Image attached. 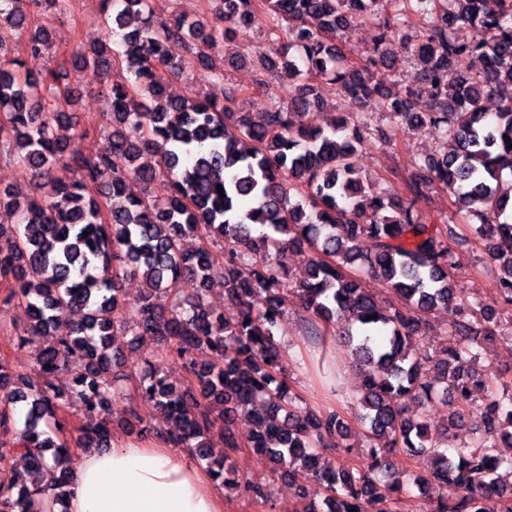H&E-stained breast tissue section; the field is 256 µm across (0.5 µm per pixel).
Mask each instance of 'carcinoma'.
Wrapping results in <instances>:
<instances>
[{"label": "carcinoma", "mask_w": 512, "mask_h": 512, "mask_svg": "<svg viewBox=\"0 0 512 512\" xmlns=\"http://www.w3.org/2000/svg\"><path fill=\"white\" fill-rule=\"evenodd\" d=\"M56 2L0 0V144L13 146L43 188L38 199L0 189V210L20 217L15 226L0 225V281L13 285L24 307L20 341L54 335L19 384L0 364V431H8L9 409L27 406L19 440L0 442V465L11 452L26 461L23 473L0 485V512H55L64 503L72 448L59 437L62 411L109 405L117 394L112 368L124 361L113 339L127 334L160 346L153 357L183 361L199 395L157 374L142 377L138 393L169 420L162 438L189 449L226 487L265 499V488L242 482L230 461L243 443L275 472L311 469L328 512H396L411 498L398 457L422 456L427 471L415 486L429 512H512V459L499 454L512 448V387L479 364L492 341L512 339V319L502 321L489 303L464 301L451 274L455 227L428 224L414 211L425 190H448L498 267L499 298L512 305V0H219L212 19L173 14L159 22L150 0H103L123 52L108 58L95 49L74 64L107 69L124 58L135 69L134 80L108 88L112 132L92 155L81 149L84 133L72 140L55 133L71 125L58 99L73 106L74 92L21 72L12 48L13 34L25 31L28 53L49 46L52 31L27 30L22 4L39 10ZM259 9L290 23L261 62L270 79L288 84L286 103L255 117L235 111L231 97L166 94L158 72L180 71L179 49L190 43L197 63L224 78L225 59L212 53L214 44L237 40ZM408 11L421 21L413 43L400 35ZM367 19L377 22L376 43L367 63L355 65L336 33ZM469 25L485 38L458 40L456 31ZM396 41L419 67L418 88L390 90L377 79L393 64L388 45ZM475 58L478 70L467 66ZM323 83L384 113L394 130L429 123L454 145L425 159L402 193L377 192L355 167L371 138L369 122L345 112L324 129L302 121L326 104ZM489 97L497 100L495 112L485 111ZM117 155L127 167H115ZM131 179L161 181L167 193L134 196L127 192ZM92 186L110 206L86 199ZM194 236L200 244L186 248ZM290 252L307 255V277L296 283ZM365 276L393 290L400 306L380 307ZM127 277L139 282L132 302L121 288ZM216 279L224 281L221 312L203 301ZM186 281L195 288L183 298ZM292 293L308 313L305 329L319 352L316 409L282 376L277 336L286 329ZM440 307L478 311L481 329L461 319L434 334L426 316ZM422 337L438 339L436 356L414 348ZM333 340L351 348L359 369L355 428L329 404ZM199 352L209 356L203 366ZM72 365L78 372L71 386L55 387L51 378ZM478 392L490 396L482 408ZM410 400L421 407L415 419L407 417ZM436 400L446 409L442 426L426 411ZM240 412L253 422L244 438L233 429ZM469 423L485 436L449 453L448 432ZM215 433L224 447L211 446ZM330 439L346 449L365 443V464H321ZM77 441L109 448L112 429L99 418ZM51 472L58 473L54 483L43 484Z\"/></svg>", "instance_id": "cac0c4a2"}]
</instances>
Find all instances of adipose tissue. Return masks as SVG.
Returning <instances> with one entry per match:
<instances>
[{
    "label": "adipose tissue",
    "instance_id": "adipose-tissue-1",
    "mask_svg": "<svg viewBox=\"0 0 512 512\" xmlns=\"http://www.w3.org/2000/svg\"><path fill=\"white\" fill-rule=\"evenodd\" d=\"M66 507L67 512H224V497L189 452L163 441L117 439L107 450H77Z\"/></svg>",
    "mask_w": 512,
    "mask_h": 512
}]
</instances>
